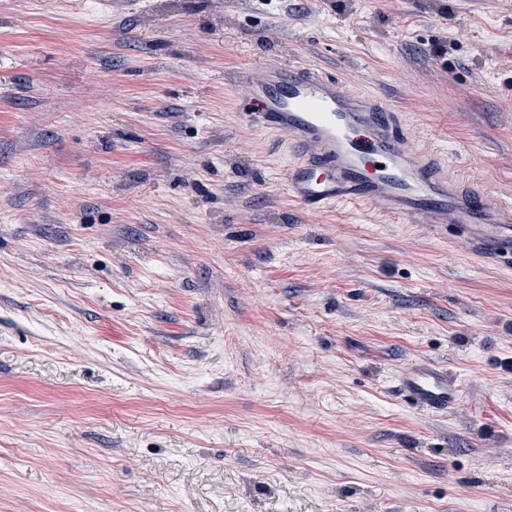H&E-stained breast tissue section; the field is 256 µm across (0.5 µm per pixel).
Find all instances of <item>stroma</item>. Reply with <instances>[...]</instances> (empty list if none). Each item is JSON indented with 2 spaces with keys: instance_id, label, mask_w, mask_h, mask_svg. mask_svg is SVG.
I'll list each match as a JSON object with an SVG mask.
<instances>
[{
  "instance_id": "stroma-1",
  "label": "stroma",
  "mask_w": 512,
  "mask_h": 512,
  "mask_svg": "<svg viewBox=\"0 0 512 512\" xmlns=\"http://www.w3.org/2000/svg\"><path fill=\"white\" fill-rule=\"evenodd\" d=\"M295 57L512 203V0H0V512H512V271L301 211ZM397 388L413 407L431 414L450 412L464 393L455 374L431 361L406 367L398 378Z\"/></svg>"
}]
</instances>
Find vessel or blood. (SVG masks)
I'll return each mask as SVG.
<instances>
[{"mask_svg":"<svg viewBox=\"0 0 512 512\" xmlns=\"http://www.w3.org/2000/svg\"><path fill=\"white\" fill-rule=\"evenodd\" d=\"M237 82L247 92L245 120L294 147L285 178L303 210L375 207L405 224L434 225L512 268V205L489 202L451 175L447 160L412 145L397 105L300 61L251 66ZM397 388L431 414L450 412L464 393L455 374L431 361L406 367Z\"/></svg>","mask_w":512,"mask_h":512,"instance_id":"b4317fda","label":"vessel or blood"}]
</instances>
